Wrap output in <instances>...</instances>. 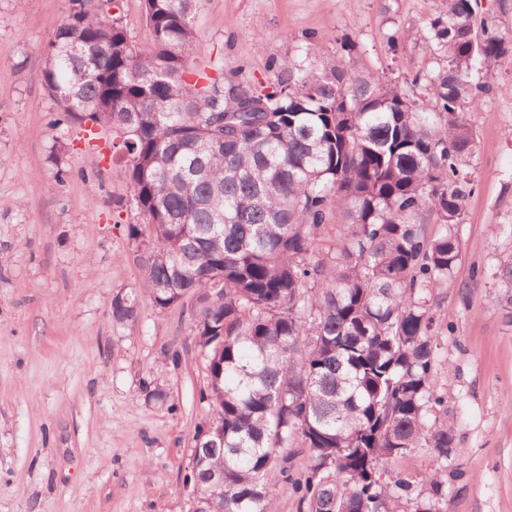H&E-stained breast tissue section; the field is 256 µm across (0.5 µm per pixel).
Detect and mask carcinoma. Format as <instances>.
<instances>
[{
  "instance_id": "obj_1",
  "label": "carcinoma",
  "mask_w": 512,
  "mask_h": 512,
  "mask_svg": "<svg viewBox=\"0 0 512 512\" xmlns=\"http://www.w3.org/2000/svg\"><path fill=\"white\" fill-rule=\"evenodd\" d=\"M427 22L441 64L412 98L306 46L266 86L194 75L195 0H143L152 34L69 0L42 68L50 123L87 147L112 130L146 241L141 288L112 298V320L195 300L214 417L194 438L193 512H278L268 478L297 512H441L456 431L434 392L441 329L434 296L461 260L458 224L481 145L466 110L498 90L512 36L480 0H445ZM267 109L225 112L229 100ZM340 248L317 253L331 215ZM430 449L436 474L402 469ZM224 474V489L212 477Z\"/></svg>"
}]
</instances>
